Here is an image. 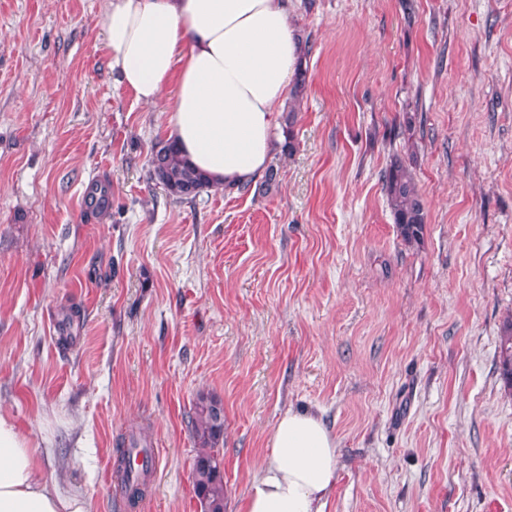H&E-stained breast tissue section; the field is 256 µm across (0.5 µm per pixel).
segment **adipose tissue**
Returning a JSON list of instances; mask_svg holds the SVG:
<instances>
[{
	"label": "adipose tissue",
	"instance_id": "ef3b65f1",
	"mask_svg": "<svg viewBox=\"0 0 512 512\" xmlns=\"http://www.w3.org/2000/svg\"><path fill=\"white\" fill-rule=\"evenodd\" d=\"M104 46L118 82L137 101L175 99L168 137L214 183H254L276 131L300 57L288 0H106ZM335 436L321 417L286 410L242 512H325L336 483ZM0 512H88L41 471L29 438L0 414Z\"/></svg>",
	"mask_w": 512,
	"mask_h": 512
}]
</instances>
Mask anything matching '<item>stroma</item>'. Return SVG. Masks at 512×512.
<instances>
[{
    "mask_svg": "<svg viewBox=\"0 0 512 512\" xmlns=\"http://www.w3.org/2000/svg\"><path fill=\"white\" fill-rule=\"evenodd\" d=\"M413 4L292 0L308 88L277 186L175 203L148 179L174 93L118 83L104 0H0V413L90 512H200L201 393L224 405L225 512L289 408L336 437L326 512H512V0ZM395 155L417 247L382 192ZM130 436L157 455L133 507ZM382 189L402 241L420 246L424 240L428 213L416 189L411 163L395 157L382 173Z\"/></svg>",
    "mask_w": 512,
    "mask_h": 512,
    "instance_id": "35a3bbf8",
    "label": "stroma"
}]
</instances>
